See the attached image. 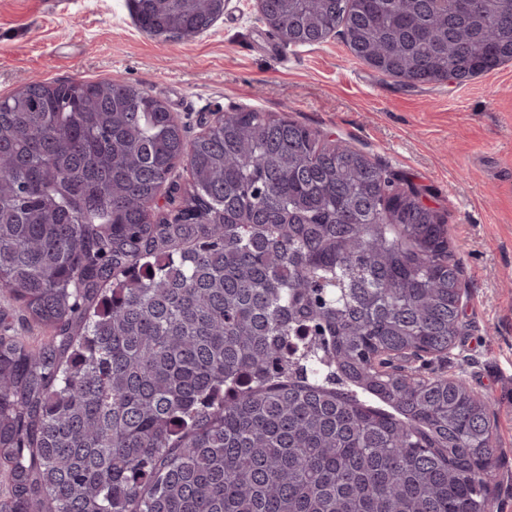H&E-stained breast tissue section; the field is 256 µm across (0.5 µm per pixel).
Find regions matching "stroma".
Returning a JSON list of instances; mask_svg holds the SVG:
<instances>
[{"label":"stroma","instance_id":"stroma-1","mask_svg":"<svg viewBox=\"0 0 512 512\" xmlns=\"http://www.w3.org/2000/svg\"><path fill=\"white\" fill-rule=\"evenodd\" d=\"M107 79L164 100L189 135L229 106L258 109L347 141L428 190L470 292L457 348L465 379L496 403L493 512H512V63L408 87L340 35L285 46L254 0H228L187 43L141 32L127 0H0V96L32 81Z\"/></svg>","mask_w":512,"mask_h":512}]
</instances>
